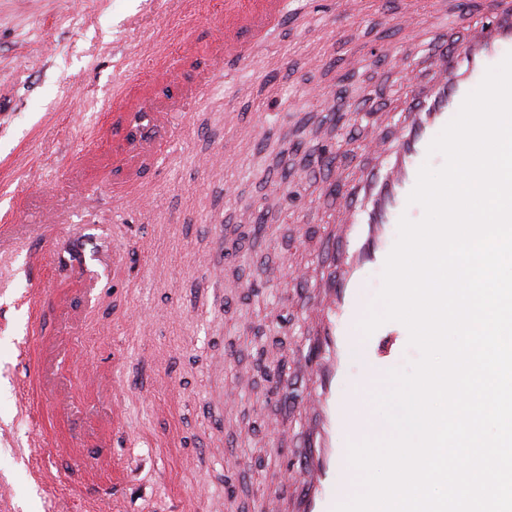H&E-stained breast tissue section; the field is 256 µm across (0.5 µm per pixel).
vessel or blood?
I'll use <instances>...</instances> for the list:
<instances>
[{
  "mask_svg": "<svg viewBox=\"0 0 512 512\" xmlns=\"http://www.w3.org/2000/svg\"><path fill=\"white\" fill-rule=\"evenodd\" d=\"M235 2L224 14V55L243 60L249 55L248 36L268 33L279 24L288 14V3ZM479 5L490 11L492 26L468 28L459 42L445 30L435 35L429 57L434 80H423L409 61H401V74L413 86L408 112L392 132L365 140L363 148L372 164L345 188L342 211L346 221L336 236L327 239L328 260L320 283L324 296L316 312L319 345L307 363L310 384L302 399L306 412L322 424V452L317 460L299 461L281 477L282 487L307 497L309 512H334L336 505L355 494L348 448L386 431L382 419L373 413L371 395L379 388L378 377L396 360L409 334L396 321L385 322L367 337L356 332L360 288L368 269L384 266L394 246L389 227L408 209V196L420 167L429 160L428 148L436 134L456 116L487 69L512 53V0H479ZM356 356L372 379L364 387L341 390L345 368ZM18 394L30 422L31 468L46 492L57 494L58 483L44 467L42 455L72 458L71 442L53 429L54 419L65 414L71 402L64 396L46 398L36 379L19 381Z\"/></svg>",
  "mask_w": 512,
  "mask_h": 512,
  "instance_id": "1",
  "label": "vessel or blood"
}]
</instances>
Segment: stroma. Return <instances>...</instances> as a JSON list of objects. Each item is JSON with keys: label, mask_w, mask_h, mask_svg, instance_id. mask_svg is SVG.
<instances>
[{"label": "stroma", "mask_w": 512, "mask_h": 512, "mask_svg": "<svg viewBox=\"0 0 512 512\" xmlns=\"http://www.w3.org/2000/svg\"><path fill=\"white\" fill-rule=\"evenodd\" d=\"M224 3L0 0V221L13 227L0 248V484L13 496L0 512H110L119 490L127 512H291L297 502L281 474L309 440L298 344L319 290L269 272L286 254L321 268L323 231L339 222L328 185L360 176L363 139L411 99L396 57L422 65L444 7L457 27L488 17L474 0H363L358 13L308 0L238 62L217 39ZM185 55V86L169 85L164 72ZM138 87L143 110L179 115L157 169L140 167L120 136L98 138L101 114ZM306 87L317 97L302 98ZM227 150L235 166L194 163ZM287 181L302 197L284 195ZM133 196L145 207L126 210ZM46 234L51 252L33 256ZM220 240L229 249L214 286L200 258ZM39 278L51 290L42 333L68 354L54 387L72 408L57 424L86 467L72 501L49 500L32 474L14 391L32 373L17 345L29 328L21 298ZM263 349L284 360L287 388L257 370ZM74 355L99 366L97 384L76 375ZM116 372L128 384L118 427ZM229 389L238 404L225 405ZM170 390L168 412L153 413ZM274 422L285 434L270 435ZM186 454L194 467H180Z\"/></svg>", "instance_id": "1"}]
</instances>
